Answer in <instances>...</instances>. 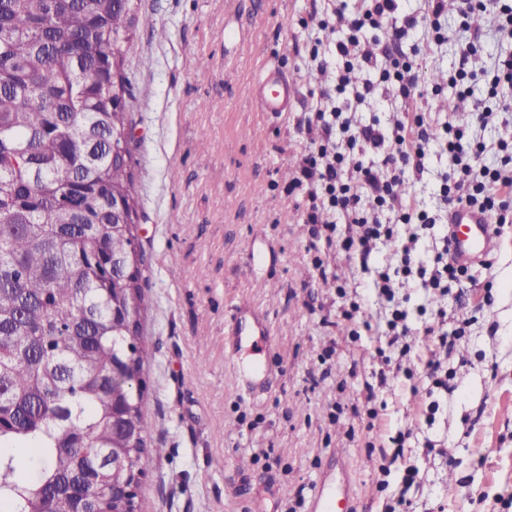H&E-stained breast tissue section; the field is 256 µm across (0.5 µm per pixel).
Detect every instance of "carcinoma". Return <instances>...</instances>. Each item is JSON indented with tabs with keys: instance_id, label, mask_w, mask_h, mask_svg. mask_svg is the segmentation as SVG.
<instances>
[{
	"instance_id": "carcinoma-1",
	"label": "carcinoma",
	"mask_w": 512,
	"mask_h": 512,
	"mask_svg": "<svg viewBox=\"0 0 512 512\" xmlns=\"http://www.w3.org/2000/svg\"><path fill=\"white\" fill-rule=\"evenodd\" d=\"M138 21L136 0H0V512H125L100 451L142 475L162 452L141 322L112 325V304H149L137 161L112 154Z\"/></svg>"
}]
</instances>
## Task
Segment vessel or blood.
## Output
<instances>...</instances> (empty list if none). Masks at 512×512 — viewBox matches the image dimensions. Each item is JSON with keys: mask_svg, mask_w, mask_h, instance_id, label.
<instances>
[{"mask_svg": "<svg viewBox=\"0 0 512 512\" xmlns=\"http://www.w3.org/2000/svg\"><path fill=\"white\" fill-rule=\"evenodd\" d=\"M252 93L262 111L280 113L288 111L296 94V86L276 68L263 70L256 80ZM452 227L451 249L454 256L463 262L471 261L489 252L497 237L491 219L481 212L457 206L448 213Z\"/></svg>", "mask_w": 512, "mask_h": 512, "instance_id": "vessel-or-blood-1", "label": "vessel or blood"}]
</instances>
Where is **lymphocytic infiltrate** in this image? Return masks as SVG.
<instances>
[{
  "label": "lymphocytic infiltrate",
  "mask_w": 512,
  "mask_h": 512,
  "mask_svg": "<svg viewBox=\"0 0 512 512\" xmlns=\"http://www.w3.org/2000/svg\"><path fill=\"white\" fill-rule=\"evenodd\" d=\"M397 9L396 0H360L353 15L337 13L332 23L318 20L320 29L333 24L347 29L348 35L336 43L338 83L334 91L324 92L325 104L314 113L318 136L311 140L302 156L293 181L294 187L305 190L308 196L302 220L312 225L314 235L330 240L336 236L338 223L354 225V235L343 240L342 245L364 257L369 256L374 240L399 237L400 226L416 224L425 228L435 223L432 216L400 195L407 172L421 170L428 155L429 134L424 115H414L388 130L376 122L364 125L354 121L351 113L336 104L337 99L348 93L356 101L366 100L379 82L398 84L401 96L406 99L418 93L413 65L398 51L389 53L390 64L377 71V80L361 83L353 80L354 71L374 69L375 53L359 38V31L367 26H380ZM479 76L484 79L487 97L495 98L501 84L512 83V56L497 61L493 70L484 74L462 69L450 74L448 81L457 87L458 98L463 101L469 97L471 84ZM443 145L456 165L441 186L443 203L475 208L498 224L512 222V206L505 201L506 195L512 193V146L499 141V165H479L485 144L471 140L464 127L450 122L444 125ZM369 150L384 153L385 178H378L371 167L361 163L355 164L353 170L345 169L347 156ZM415 242V237H408L398 254L397 265L377 270L374 289L378 296L393 298L394 284L399 279L409 281L418 277L423 287L437 289L448 279L458 280L466 274V266L441 256L430 270L416 263Z\"/></svg>",
  "instance_id": "f902f5d3"
}]
</instances>
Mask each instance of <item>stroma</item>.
I'll return each mask as SVG.
<instances>
[{"instance_id":"obj_1","label":"stroma","mask_w":512,"mask_h":512,"mask_svg":"<svg viewBox=\"0 0 512 512\" xmlns=\"http://www.w3.org/2000/svg\"><path fill=\"white\" fill-rule=\"evenodd\" d=\"M142 22L126 58L132 151L137 161L141 284L149 298L142 333L151 444L159 448L139 490L140 512H311L325 474L347 483L351 507L335 512H512V223L499 242L447 290L398 285L393 301L366 297L378 266L395 262L381 240L368 261L340 242L313 237L292 188L310 136L302 119L336 83L306 46L333 57L343 31L320 34L310 14L353 13L357 0H138ZM447 0L448 32L431 43L427 0H402L417 20L402 42L418 82L458 69L460 46L477 41L484 65L512 55V35L491 14L462 20ZM275 65L298 86L290 111H259L249 88ZM452 88L401 98L381 83L356 107L362 123L394 126L421 113L439 127ZM453 162L432 144L404 194L431 212ZM362 296L353 319L337 292ZM407 313L405 371L377 356L385 311ZM237 306L270 329L267 377L237 385L226 323ZM448 335L440 344L436 332ZM439 359L448 385L427 364ZM373 385L376 419L352 404ZM404 434L402 456L391 438ZM343 461H334L335 450ZM414 483H406L407 472Z\"/></svg>"}]
</instances>
